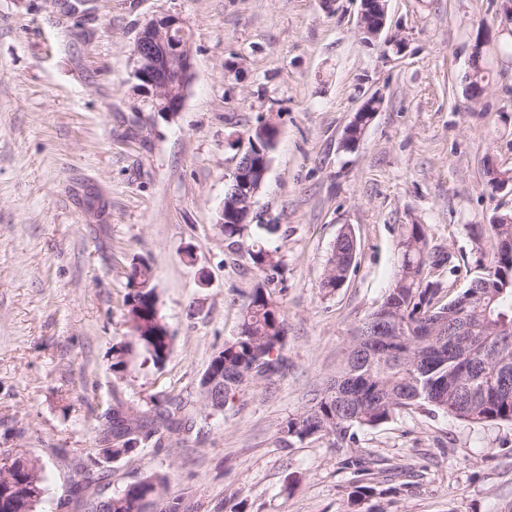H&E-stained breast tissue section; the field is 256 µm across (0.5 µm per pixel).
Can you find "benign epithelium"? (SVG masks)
<instances>
[{"label":"benign epithelium","mask_w":512,"mask_h":512,"mask_svg":"<svg viewBox=\"0 0 512 512\" xmlns=\"http://www.w3.org/2000/svg\"><path fill=\"white\" fill-rule=\"evenodd\" d=\"M388 0H360L358 32L368 46L377 44L387 25ZM132 77L137 95L153 105V112L174 119L185 101L192 76V50L183 19L174 14L145 20L132 46ZM381 96L371 94L359 106L353 124L367 127L379 111ZM248 158H239L228 181L240 186L235 196L244 195V205L253 207L248 175Z\"/></svg>","instance_id":"obj_1"}]
</instances>
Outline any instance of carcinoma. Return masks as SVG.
I'll use <instances>...</instances> for the list:
<instances>
[{"label": "carcinoma", "instance_id": "obj_1", "mask_svg": "<svg viewBox=\"0 0 512 512\" xmlns=\"http://www.w3.org/2000/svg\"><path fill=\"white\" fill-rule=\"evenodd\" d=\"M483 57L482 53L470 55L468 80L476 95L484 89ZM276 134L277 129L267 125L248 132L256 179L270 162ZM221 228L225 238L234 239L244 235L247 225L226 213ZM490 229L495 242L491 265L443 303L442 283L428 280L425 271L429 265H444L448 256L430 250L424 225L401 226V265L395 283L362 322L366 326L388 315L398 321L399 335L377 343L354 337L339 373L311 394L302 412L280 423L283 442L331 436L339 443L350 428L377 426L410 406H426L473 423L512 422V394L500 392L495 376L498 363L512 367V253L501 251V242L512 236V223L492 224ZM356 251V240L342 232L328 258L321 287L332 292L344 285ZM250 257L259 270L270 275L243 302L237 336L224 341L209 361L205 375L216 378L215 391L205 386V380L199 381V397L213 412L224 410L249 383L271 379L286 369L284 317L269 291L280 266L277 251L256 241ZM128 279L134 291L126 299L127 313L142 321L144 330L112 346L115 373L124 372L130 359L138 355L159 367L173 351L174 336L159 314L150 267H132ZM460 318L469 323L474 338L491 340L489 350L472 356L464 349H448L444 333ZM188 406L190 400L179 395H152L139 406L115 401L103 414L107 424L99 433L100 451L119 461L135 457L144 448H164L186 440L196 427ZM73 467L80 484L66 504L82 508L83 498L97 491L102 482L112 481V474L98 469L91 457L75 460ZM42 470L36 459L14 458L12 480L0 483V512H36ZM184 503L183 496L170 494L166 475L152 473L112 492L111 512H180Z\"/></svg>", "mask_w": 512, "mask_h": 512}]
</instances>
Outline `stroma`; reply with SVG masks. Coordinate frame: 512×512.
<instances>
[{"label":"stroma","instance_id":"stroma-1","mask_svg":"<svg viewBox=\"0 0 512 512\" xmlns=\"http://www.w3.org/2000/svg\"><path fill=\"white\" fill-rule=\"evenodd\" d=\"M360 0H0V452L44 467L38 512H64L72 458L98 449L114 400H192L199 434L112 463L120 488L158 472L201 512H512V422L421 407L350 428L340 449L286 447L280 423L340 369L400 265L402 225L421 224L450 294L493 260L489 225L512 210L485 171L512 169V0H388L387 34L358 35ZM182 17L193 77L170 121L134 113L140 23ZM487 25L484 91L469 97L470 46ZM383 104L358 147L341 138L366 95ZM139 129H132L131 118ZM278 136L243 237L218 223L225 175L259 120ZM357 253L342 288L321 286L337 236ZM278 251L284 376L253 381L221 412L198 403L213 353L236 336ZM153 273L174 335L162 367L112 370L129 334L132 266ZM250 257L261 271L277 272L279 269L280 261L277 258V250H271L262 241L253 243Z\"/></svg>","mask_w":512,"mask_h":512}]
</instances>
